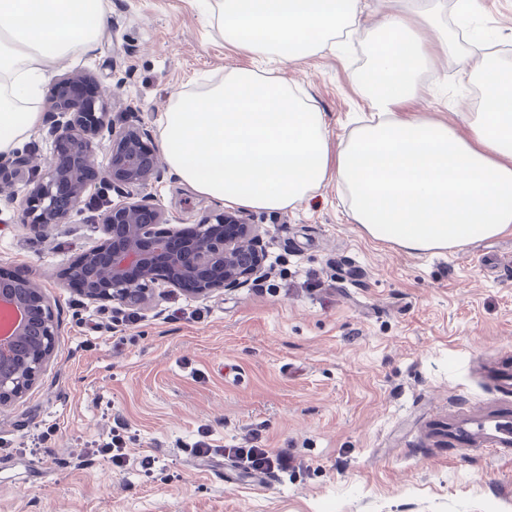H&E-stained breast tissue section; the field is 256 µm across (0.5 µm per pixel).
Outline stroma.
Returning <instances> with one entry per match:
<instances>
[{"label": "stroma", "instance_id": "stroma-1", "mask_svg": "<svg viewBox=\"0 0 512 512\" xmlns=\"http://www.w3.org/2000/svg\"><path fill=\"white\" fill-rule=\"evenodd\" d=\"M466 28L456 54L496 46L512 65V0H479ZM376 39L282 65L225 43L192 0H106L94 49L51 76L94 75L113 122L157 133L196 78L277 68L336 141L371 113L356 79ZM474 90L442 59L407 109L464 137L453 113ZM150 191L177 228L218 208L169 170ZM24 192L0 184V268L46 289L59 334L39 382L0 409V512H512V445L496 430L512 421V235L409 254L364 237L329 183L297 207L249 211L262 278L133 312L58 278L100 237L97 208L115 193L92 189L68 224L36 232L21 223ZM118 423L117 468L101 449ZM203 430L217 448L289 450L296 466L263 490L225 483L190 451Z\"/></svg>", "mask_w": 512, "mask_h": 512}]
</instances>
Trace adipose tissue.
I'll return each mask as SVG.
<instances>
[{"mask_svg": "<svg viewBox=\"0 0 512 512\" xmlns=\"http://www.w3.org/2000/svg\"><path fill=\"white\" fill-rule=\"evenodd\" d=\"M222 39L293 63L369 23L360 0H205ZM377 25L380 47L357 79L374 112L330 142L328 116L283 77L236 69L178 94L161 125L162 156L198 194L239 211L295 207L327 183L370 237L410 253L461 249L512 233V67L464 59L481 91L468 136L403 108L426 65L448 52L442 0H401ZM104 0H0V153L40 123L47 72L90 49Z\"/></svg>", "mask_w": 512, "mask_h": 512, "instance_id": "obj_1", "label": "adipose tissue"}]
</instances>
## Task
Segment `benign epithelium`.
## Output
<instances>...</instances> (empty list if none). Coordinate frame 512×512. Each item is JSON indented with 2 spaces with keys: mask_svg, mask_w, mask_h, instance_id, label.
<instances>
[{
  "mask_svg": "<svg viewBox=\"0 0 512 512\" xmlns=\"http://www.w3.org/2000/svg\"><path fill=\"white\" fill-rule=\"evenodd\" d=\"M50 111L54 145L45 170L26 169L15 155L0 162V181L20 180L27 191L22 223L53 229L68 223L89 189L103 183L121 201L98 215L102 237L61 273L67 286L92 302L146 307L159 286L196 297L239 288L265 271L256 225L238 211L216 210L185 236L145 193L162 163L144 124L113 126L97 79L67 73L58 80ZM108 137H103V132ZM107 164L96 167L98 151ZM0 408L22 399L40 380L55 349L58 319L45 289L0 271Z\"/></svg>",
  "mask_w": 512,
  "mask_h": 512,
  "instance_id": "benign-epithelium-1",
  "label": "benign epithelium"
}]
</instances>
